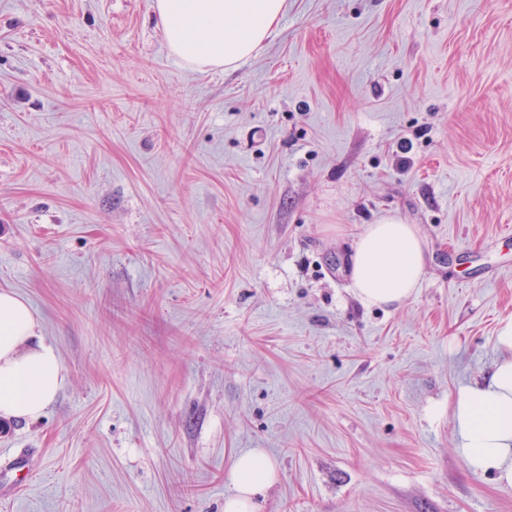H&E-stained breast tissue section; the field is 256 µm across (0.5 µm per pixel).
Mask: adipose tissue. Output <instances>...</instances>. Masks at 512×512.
<instances>
[{"label":"adipose tissue","instance_id":"1","mask_svg":"<svg viewBox=\"0 0 512 512\" xmlns=\"http://www.w3.org/2000/svg\"><path fill=\"white\" fill-rule=\"evenodd\" d=\"M286 0H155L169 51L192 68L229 69L252 57L279 25ZM425 242L393 216L368 225L354 244L351 280L366 306H401L426 273ZM27 303L0 292V417L38 420L63 382L56 350L36 333ZM489 378L460 389L453 407L456 449L472 471L512 486V319L497 328ZM269 457L253 450L235 457L234 486L224 512H259V497L277 479Z\"/></svg>","mask_w":512,"mask_h":512}]
</instances>
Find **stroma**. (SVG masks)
<instances>
[{"label": "stroma", "instance_id": "stroma-1", "mask_svg": "<svg viewBox=\"0 0 512 512\" xmlns=\"http://www.w3.org/2000/svg\"><path fill=\"white\" fill-rule=\"evenodd\" d=\"M388 215L427 273L367 307ZM1 291L64 380L0 512H224L256 448L260 512H512L452 417L512 318V0H286L216 71L154 0H0ZM351 260L353 292L364 306H401L414 295L427 266L418 230L394 216L367 226ZM269 457L253 450L235 457L230 469L234 492L224 499V512H259V497L277 480Z\"/></svg>", "mask_w": 512, "mask_h": 512}]
</instances>
